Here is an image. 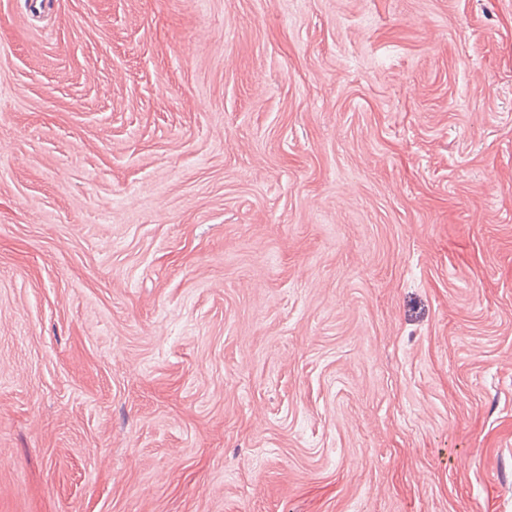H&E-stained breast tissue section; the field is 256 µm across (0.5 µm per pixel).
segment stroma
Segmentation results:
<instances>
[{
  "instance_id": "stroma-1",
  "label": "stroma",
  "mask_w": 512,
  "mask_h": 512,
  "mask_svg": "<svg viewBox=\"0 0 512 512\" xmlns=\"http://www.w3.org/2000/svg\"><path fill=\"white\" fill-rule=\"evenodd\" d=\"M0 512H512V0H0Z\"/></svg>"
}]
</instances>
